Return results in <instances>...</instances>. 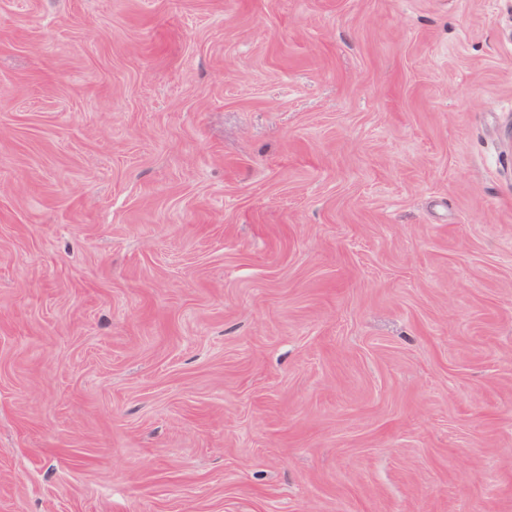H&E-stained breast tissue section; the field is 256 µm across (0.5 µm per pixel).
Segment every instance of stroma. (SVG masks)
Wrapping results in <instances>:
<instances>
[{
    "label": "stroma",
    "instance_id": "stroma-1",
    "mask_svg": "<svg viewBox=\"0 0 512 512\" xmlns=\"http://www.w3.org/2000/svg\"><path fill=\"white\" fill-rule=\"evenodd\" d=\"M0 512H512V0H0Z\"/></svg>",
    "mask_w": 512,
    "mask_h": 512
}]
</instances>
